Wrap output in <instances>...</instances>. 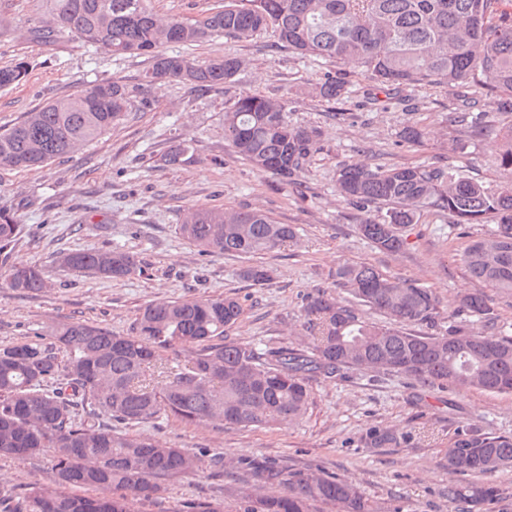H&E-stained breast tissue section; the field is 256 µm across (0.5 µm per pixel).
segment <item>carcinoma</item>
I'll return each mask as SVG.
<instances>
[{"label": "carcinoma", "mask_w": 512, "mask_h": 512, "mask_svg": "<svg viewBox=\"0 0 512 512\" xmlns=\"http://www.w3.org/2000/svg\"><path fill=\"white\" fill-rule=\"evenodd\" d=\"M61 30L112 55L150 56L145 78L151 84L225 86L245 67L230 52L203 64L166 55L159 48L167 43L216 36L244 41L269 33L299 55L355 63L385 92L422 84L450 92L481 86L495 94L500 109L512 112V0H224V9L190 20L159 15L147 0H46L45 21L30 35L46 40ZM27 71L22 58L1 67L0 88L19 83ZM345 93L337 75H326L318 86L325 99ZM132 97L128 86L106 80L38 106L0 131V171L43 166L80 150L125 117ZM224 139L256 170L286 183L320 150L316 131L289 122L288 100L247 91L224 112ZM498 162L512 176V129L502 136ZM336 193L366 213L359 231L385 253L404 248L399 229L427 209L446 210L458 224H496L490 236L468 247L464 262L479 282L512 291L511 187L490 194L439 168L351 164L339 169ZM384 206L386 212L368 215ZM179 231L202 253L240 256L271 252L297 236L294 225L254 209H190ZM20 233L14 216L0 211V252ZM62 264L112 279L140 270L137 256L120 250L73 251ZM241 276L256 284L271 279L263 265L246 266ZM335 278L336 287L386 321L367 322L353 305L318 290L304 307L312 344L260 352L224 336L242 314L235 298L201 297L147 305L133 336L65 321L1 346L0 456L37 459L53 450L54 484H30L15 512H129L130 501L160 499L166 480L197 472L198 453L119 431L114 422L138 425L173 416L194 424L272 427L306 413L310 380L349 366L380 368L432 388L512 393L511 339L451 325L445 335L418 334L413 327L440 317L430 289L357 262L338 265ZM5 281L20 293L47 287L41 268L29 263L11 266ZM460 308L492 320L482 291L464 296ZM176 351L186 353L184 362L169 358ZM408 438L374 426L362 441L367 448H395ZM446 460L450 473L475 477L448 483V506L487 512L503 494L493 476L512 465V437L462 424ZM250 471L253 484L238 492L234 512H308L312 501L330 503L337 512H376L344 478L264 461Z\"/></svg>", "instance_id": "cac0c4a2"}]
</instances>
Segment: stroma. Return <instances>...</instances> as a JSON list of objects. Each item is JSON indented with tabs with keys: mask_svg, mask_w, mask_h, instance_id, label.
Returning <instances> with one entry per match:
<instances>
[{
	"mask_svg": "<svg viewBox=\"0 0 512 512\" xmlns=\"http://www.w3.org/2000/svg\"><path fill=\"white\" fill-rule=\"evenodd\" d=\"M45 12L44 0H0V67L20 58L29 63L22 82L0 89V127L102 79L127 84L134 96L125 119L78 152L39 169L0 172V209L22 226L15 244L0 253V274L13 264L36 263L49 281L41 292L0 288V345L60 321L129 336L150 303L229 295L243 308L227 331L230 338L261 350L301 348L310 342L304 327L309 293L323 289L349 301L334 277L346 260L429 288L441 315L425 333L441 335L455 325L512 337V292L483 289L463 260L467 247L490 233L491 225L459 224L448 212L429 209L406 228L401 251L383 253L361 235L357 209L336 193V172L345 164L441 168L498 193L507 177L497 155L503 132L512 127V112L497 110L485 90H468L483 126L476 134L474 118L447 91L408 86L389 98L359 69L297 55L267 34L242 42L215 38L164 45L166 54L201 62L229 51L247 67L235 82L208 92L178 81L158 86L144 78L149 57H115L65 32L48 42L30 39L29 29L40 25ZM336 72L348 84L347 96L317 95L323 77ZM243 89L287 98L289 121L319 131L321 149L297 182L256 171L225 141L224 110ZM409 126L422 129L420 142L403 138ZM176 146L184 150L180 162L166 163L165 154ZM192 206L258 208L278 223L295 225L298 234L258 257L271 271L270 281L258 285L239 274L247 258L202 253L182 237L179 225ZM87 249L136 253L141 270L112 280L60 265L61 254ZM480 289L494 323L458 309L463 295ZM310 387L312 402L303 418L271 429L166 418L134 426V434L199 452L200 463L195 476L169 480L162 499L132 502L131 512H186L193 501L233 506L253 460L346 478L379 512L396 507L448 512L453 475L445 453L456 427L469 424L491 436L512 437V394L429 388L367 368L321 376ZM373 426L413 437L396 448L364 447L361 437ZM53 479L49 456L0 457V502L16 507L29 484L49 485Z\"/></svg>",
	"mask_w": 512,
	"mask_h": 512,
	"instance_id": "stroma-1",
	"label": "stroma"
}]
</instances>
